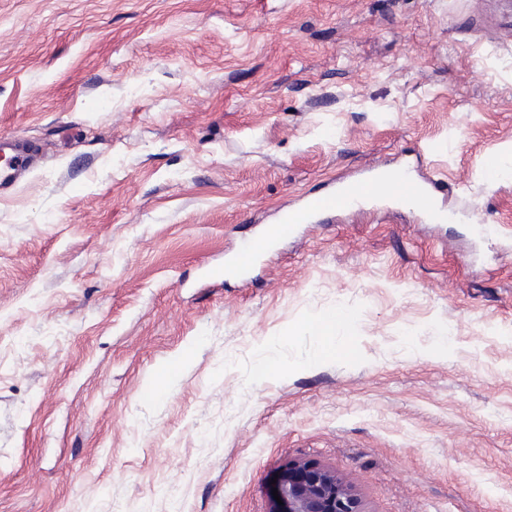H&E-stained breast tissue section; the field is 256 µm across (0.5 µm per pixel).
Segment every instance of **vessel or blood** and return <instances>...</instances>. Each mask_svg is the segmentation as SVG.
Listing matches in <instances>:
<instances>
[{"label": "vessel or blood", "mask_w": 512, "mask_h": 512, "mask_svg": "<svg viewBox=\"0 0 512 512\" xmlns=\"http://www.w3.org/2000/svg\"><path fill=\"white\" fill-rule=\"evenodd\" d=\"M29 162L30 153L25 143L0 139V196L12 193L20 169L26 168ZM446 187L444 180L407 166L401 167L386 184L381 183L375 170L369 169L336 184L322 195L303 198L295 207L283 210L277 224L265 229L263 235L274 243L292 235L297 225L312 223L323 214L384 201L414 211L425 221L441 223L450 218L439 201V194ZM262 255V250L244 246L226 256L223 269L215 270L213 276L217 279L244 277L254 269Z\"/></svg>", "instance_id": "1"}]
</instances>
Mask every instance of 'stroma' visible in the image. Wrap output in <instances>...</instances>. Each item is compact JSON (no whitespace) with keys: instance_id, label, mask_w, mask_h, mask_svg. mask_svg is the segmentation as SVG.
<instances>
[{"instance_id":"1","label":"stroma","mask_w":512,"mask_h":512,"mask_svg":"<svg viewBox=\"0 0 512 512\" xmlns=\"http://www.w3.org/2000/svg\"><path fill=\"white\" fill-rule=\"evenodd\" d=\"M0 138L38 149L0 197V512H271L298 460L363 512H512V0H0ZM417 164L454 221L339 211L207 280ZM377 169H368L352 179L336 184L323 195L305 197L295 207L283 210L278 224L270 225L260 235L268 238L273 245L268 250L273 249L279 239L292 235L296 224H310L326 213L364 207L366 204H380L383 201L412 210L429 223L449 220L450 214L441 205L438 196L447 188V182L443 179L404 166L399 168L398 174H394L393 170L390 182L383 185L376 175ZM264 253V250L255 249L253 245L247 244L241 250L225 257L224 272L217 269L210 275L217 279L224 278V281L232 276L242 278L254 269L257 261ZM340 323L342 322L336 323V320L331 318V312L316 319L318 335L322 336L323 344L320 358H335L338 354L345 353V349L335 342L336 326Z\"/></svg>"}]
</instances>
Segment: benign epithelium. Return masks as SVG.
<instances>
[{"mask_svg":"<svg viewBox=\"0 0 512 512\" xmlns=\"http://www.w3.org/2000/svg\"><path fill=\"white\" fill-rule=\"evenodd\" d=\"M276 488L282 503H274V512H362L349 485L310 463L289 464Z\"/></svg>","mask_w":512,"mask_h":512,"instance_id":"1","label":"benign epithelium"}]
</instances>
